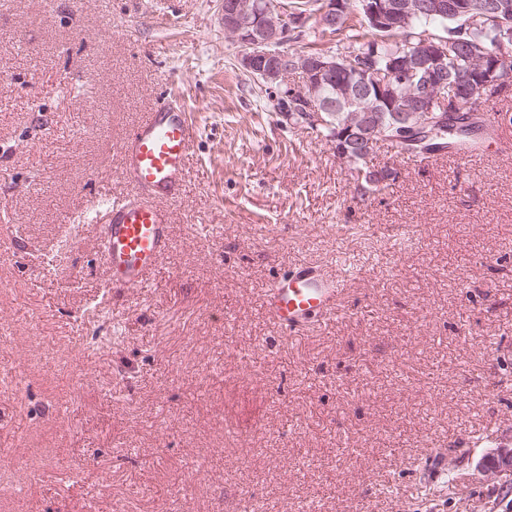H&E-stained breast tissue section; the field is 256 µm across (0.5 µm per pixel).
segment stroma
<instances>
[{
    "instance_id": "35a3bbf8",
    "label": "stroma",
    "mask_w": 512,
    "mask_h": 512,
    "mask_svg": "<svg viewBox=\"0 0 512 512\" xmlns=\"http://www.w3.org/2000/svg\"><path fill=\"white\" fill-rule=\"evenodd\" d=\"M220 5L0 0V512H512V473L478 467L512 436V82L481 155L379 146L397 176L364 200ZM164 100L197 128L172 246L150 288L113 290L87 209L135 194L119 145ZM340 260L342 318L279 334L263 288ZM430 448L454 481H421Z\"/></svg>"
}]
</instances>
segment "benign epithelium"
I'll return each instance as SVG.
<instances>
[{"label": "benign epithelium", "instance_id": "benign-epithelium-1", "mask_svg": "<svg viewBox=\"0 0 512 512\" xmlns=\"http://www.w3.org/2000/svg\"><path fill=\"white\" fill-rule=\"evenodd\" d=\"M317 19L322 26H334L348 9L351 0H321ZM359 5L381 31H395L409 25L420 13L430 16L452 15L459 20L461 31L497 23L500 40L512 39V0H359ZM220 13L224 33L245 47L240 64L247 72L266 84L280 86L290 74L300 75V85L288 87L278 111H336V104L365 113L360 140L368 145L385 138V131L373 120L378 105L394 107L405 100L407 112H446L468 109L482 103L502 82L501 74L512 65V55L502 53L497 61L475 79L468 77L452 82L448 78V57L452 38H422L418 50L396 60L386 71L373 73L366 89L361 85L336 82V74L347 68L349 60L334 54L307 55L291 52L288 41L292 28L302 17H293L275 0H224ZM408 88L404 98L395 88ZM485 472L498 475L512 472V449L500 448L482 462Z\"/></svg>", "mask_w": 512, "mask_h": 512}]
</instances>
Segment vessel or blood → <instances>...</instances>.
<instances>
[{"mask_svg": "<svg viewBox=\"0 0 512 512\" xmlns=\"http://www.w3.org/2000/svg\"><path fill=\"white\" fill-rule=\"evenodd\" d=\"M184 108L162 103L128 135L118 157L121 175L138 196L100 199L93 213L101 223L106 282L117 290L146 287L171 244V208L180 203L184 172L196 137ZM346 275L300 262L273 280L260 298L268 320L287 337L334 320Z\"/></svg>", "mask_w": 512, "mask_h": 512, "instance_id": "vessel-or-blood-1", "label": "vessel or blood"}]
</instances>
